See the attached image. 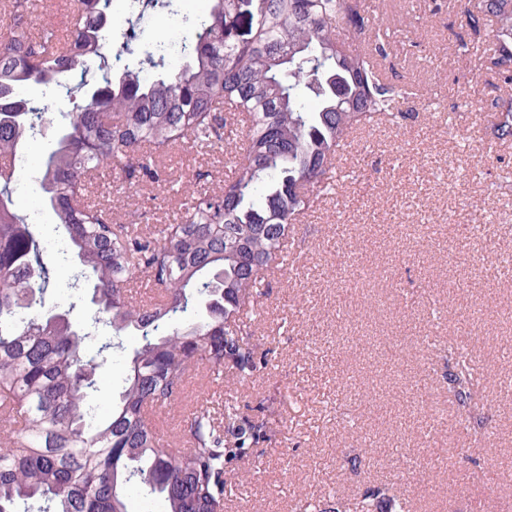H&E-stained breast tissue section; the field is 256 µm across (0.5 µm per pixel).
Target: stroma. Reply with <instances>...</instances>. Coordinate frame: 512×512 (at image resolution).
Returning a JSON list of instances; mask_svg holds the SVG:
<instances>
[{
	"mask_svg": "<svg viewBox=\"0 0 512 512\" xmlns=\"http://www.w3.org/2000/svg\"><path fill=\"white\" fill-rule=\"evenodd\" d=\"M436 2L433 13L426 0H372L375 23L418 18L391 32L384 67L393 85H414L431 106L364 127L339 162L335 194L293 225L288 264L263 283L254 328L271 361L237 389L203 373L185 389L187 399L229 400L282 422L275 441L244 462L248 475L224 512H294L305 498L351 504L377 488L409 512H512V270L496 261L512 254V142L497 139L486 108L491 73H463L453 53L455 0ZM206 9L207 0H172L148 12L113 76L168 32L191 36ZM167 166L188 186L206 171L217 184L232 177L220 146L175 149ZM19 179L20 213L57 254L64 230L41 204L35 173ZM98 183L117 223L133 194L148 198L155 222L173 214L168 186L132 188L115 169ZM354 252L367 262L352 267ZM461 340L502 380L488 389L475 431L457 423L448 399V345ZM447 452L455 469L441 463Z\"/></svg>",
	"mask_w": 512,
	"mask_h": 512,
	"instance_id": "1",
	"label": "stroma"
}]
</instances>
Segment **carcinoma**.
<instances>
[{"label":"carcinoma","mask_w":512,"mask_h":512,"mask_svg":"<svg viewBox=\"0 0 512 512\" xmlns=\"http://www.w3.org/2000/svg\"><path fill=\"white\" fill-rule=\"evenodd\" d=\"M69 33L34 0L0 3V158L12 167L21 145L56 119L58 97L80 75L100 41L112 0H79ZM468 39L455 45L469 61L481 41L482 66L498 83L494 131L512 139V0H458ZM369 44L387 57L389 42L371 27L365 0H211L185 43L183 65L159 75L171 55L166 38L118 79L101 76L61 116L56 149L40 162L41 203L66 233L72 274L68 297L54 299V270L26 218L14 210L16 171H0V403L13 401L10 429L0 430V512H127L139 487L167 512H224L227 475L271 439L274 423L235 404L218 413L200 399L181 440L162 448L150 412L178 404L192 370L203 367L242 383L273 349L252 342L244 311L259 305L263 274L283 258L290 226L333 182L340 141L374 121L389 123L418 99L384 79ZM28 83L47 88L22 96ZM232 181L197 186L177 199L168 224H114L112 205L93 198L101 168L114 163L131 186L172 183L161 167L191 138L209 148L237 135ZM144 272L158 299L133 298ZM93 314L81 323L85 289ZM42 310L30 312L33 304ZM137 336L125 353L119 334ZM126 354L127 375L106 413L93 402L97 370ZM448 395L459 422L481 421L484 374L466 356L448 367ZM299 512H406L387 489L368 491L352 509L306 501Z\"/></svg>","instance_id":"1"}]
</instances>
